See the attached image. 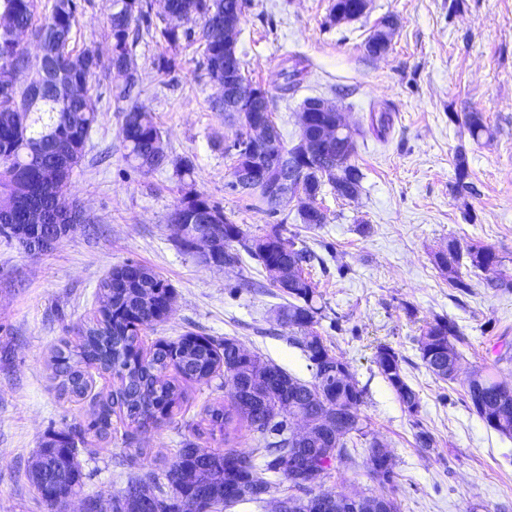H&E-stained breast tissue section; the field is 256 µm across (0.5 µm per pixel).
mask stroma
I'll list each match as a JSON object with an SVG mask.
<instances>
[{"mask_svg":"<svg viewBox=\"0 0 512 512\" xmlns=\"http://www.w3.org/2000/svg\"><path fill=\"white\" fill-rule=\"evenodd\" d=\"M82 44L109 54L112 0H79ZM332 0H246L237 40L245 75L273 97V117L285 145L297 143L298 113L308 98L341 110L357 132L353 158L364 174L359 195L323 189L316 204L327 221L309 229L297 203L271 216L248 209L231 192L226 149L235 128L211 111L217 95L196 43L178 48L141 42L135 62L139 105L153 112L165 148L193 165L191 185L250 237L276 224L317 259L304 272L317 291L315 326L367 396L362 407L377 441L396 462L400 512H512V438L488 427L467 396L472 370L512 381V288H495L496 273L462 265L468 292L452 288L435 262L449 242L492 246L512 273V0H369L360 18L336 23ZM396 27L388 51L366 54L364 42L386 16ZM308 64L295 93L281 94L288 58ZM172 68H163V61ZM98 121L85 156L65 189L83 219L47 252L25 251L0 236V512H51L24 472L53 430L85 420L90 398L112 390V375L89 371V396H60L47 360L60 341L96 307L94 292L113 267L134 262L152 269L175 291L173 309L142 335L143 348L193 332L233 338L297 378L312 370L276 320L284 295L250 257L232 267H208L187 251L168 216L182 191L172 167L144 175L125 160L121 115L108 82L92 92ZM389 113L377 135L373 116ZM481 113L492 135L473 140L469 113ZM468 161L475 194L455 190L457 152ZM444 317L465 338L461 370L451 381L424 366L418 337ZM402 358L420 408L410 414L379 374L377 346ZM172 422L126 433L116 424L93 454H81L83 494L102 499L123 487L128 472L160 471L161 456L191 437L207 404L225 401L219 381L190 383ZM430 432L433 448L416 443ZM145 449L132 458L131 447ZM321 492L377 491L363 463L331 470Z\"/></svg>","mask_w":512,"mask_h":512,"instance_id":"1","label":"stroma"}]
</instances>
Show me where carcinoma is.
<instances>
[{
  "instance_id": "cac0c4a2",
  "label": "carcinoma",
  "mask_w": 512,
  "mask_h": 512,
  "mask_svg": "<svg viewBox=\"0 0 512 512\" xmlns=\"http://www.w3.org/2000/svg\"><path fill=\"white\" fill-rule=\"evenodd\" d=\"M355 6L356 0H333L331 20L354 17ZM164 9L168 17L175 16L182 23H200L198 41L207 75L212 81L224 79V17L236 13L238 0H165ZM152 10L153 0H112V49L104 57L94 47L78 50L72 46L77 0H47L44 4L40 0H0V19L11 22L0 26V72L26 75L23 85L0 92V226H12L11 237L23 248L38 252L52 249L67 235L69 225L82 218L77 208L59 209L54 201L82 159L88 134L97 121L91 90L102 77L113 82L112 96L116 110L122 114L126 161L145 175L168 165L181 181L192 173L189 161L169 157L152 114L133 101L140 94L133 62L137 45L148 38L175 47L181 39L189 40L194 35L191 27L182 30L176 24L161 28L152 25ZM17 28L42 42L41 58L28 56L15 39ZM270 102L271 97L264 93L245 103L234 97L214 99L210 109L233 119L238 139L258 117L277 129ZM300 117L299 139L307 145V158L300 171L301 194L313 200L327 185L338 197L357 196L363 173L352 163L356 141L341 147L324 145L322 132L335 125L333 112H303ZM466 125L476 140L490 134L478 112L469 113ZM282 151H288V146L279 138L277 151L267 161L262 185L250 183L249 172L238 162V155H232L234 181L229 188L245 197L251 208L276 214L288 204L277 186ZM455 166L457 191L470 190L464 153L456 155ZM202 209L215 210L214 223L198 222ZM298 215L300 223L309 227L327 220L324 211L311 204L298 208ZM169 221L185 226L183 241L191 251L198 239L210 238L224 263L234 266L241 262L240 253L232 248L236 242L263 268L282 265L293 271L287 280L272 283L288 296V302L280 306L278 320L294 331L289 341L310 362L313 380L302 381L227 338L218 342L209 336L186 333L175 341L177 363L168 361L162 349L143 354L140 336L128 327V316L145 329L161 322L163 295L169 286L145 266L135 279L115 268L98 285V316L79 328L82 343L77 347L66 343L55 346L49 364L63 395L84 398L88 369L94 367L112 369L118 386L92 401L86 420L48 434L36 450L25 476L40 501L58 512L81 492V447L112 435V413L119 412L134 429L171 420L185 399L182 384L208 383L221 370L233 377L224 385H234L238 393L230 394L225 403L215 402L205 409V433L212 438L218 432L228 443L238 426L244 425L256 434V447L249 452L235 448L206 451L186 438L162 458L163 477L154 472L130 473L125 486L112 496V512H212L219 505L260 502L278 481L288 482L285 497L294 503L293 512H399L397 499L383 493L363 496L359 502L352 495L336 493L334 498L320 501L313 497L314 487L299 485L282 466L289 442L286 423L279 416L290 411L296 416H321L337 406L350 411V428L339 435L321 433L307 444L309 451L321 458L312 480L321 481L332 469L356 464L352 450L360 443L371 448L364 461L371 481L393 487L398 477L391 455L373 451L377 440L370 438V420L361 412L365 390L350 377L348 364L333 354L313 330L319 312L314 305L317 292L304 275L303 266L311 263L314 255L278 230L264 237L247 238L238 225L224 217L219 206L193 190L182 195ZM464 257L476 269L502 265V258L489 246L471 244L463 249L449 242L448 250L435 254V263L448 272L452 286L462 291L470 288L459 274ZM460 342L458 328L446 318H437L422 328L421 359L433 376L443 381L454 379L448 373V364H460ZM374 363L407 411L416 414L419 397L405 379L399 354L390 346L380 345ZM258 366L268 374L266 392L256 400L247 399L242 392L249 387ZM467 395L489 427L512 437V391L502 390L496 378L486 373L468 381ZM205 433L197 431L199 436ZM188 472L198 473L202 479L190 482L186 479Z\"/></svg>"
}]
</instances>
